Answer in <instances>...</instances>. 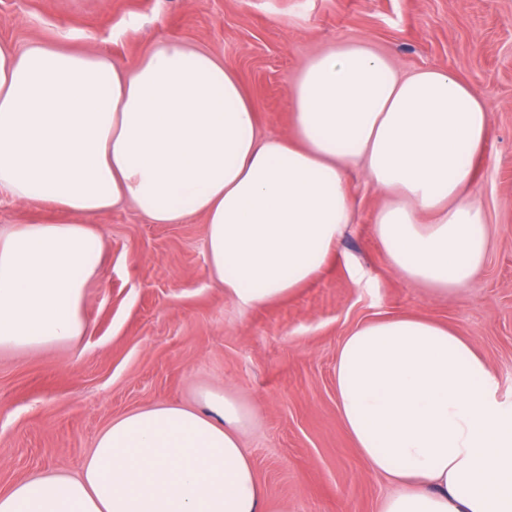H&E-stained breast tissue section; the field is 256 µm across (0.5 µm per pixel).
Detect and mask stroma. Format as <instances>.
Returning a JSON list of instances; mask_svg holds the SVG:
<instances>
[{
	"instance_id": "35a3bbf8",
	"label": "stroma",
	"mask_w": 512,
	"mask_h": 512,
	"mask_svg": "<svg viewBox=\"0 0 512 512\" xmlns=\"http://www.w3.org/2000/svg\"><path fill=\"white\" fill-rule=\"evenodd\" d=\"M162 39L223 58L265 135L287 132L288 85L305 60L339 42L368 41L403 73L452 71L491 113L472 187L490 248L463 289L435 295L408 283L373 236L382 198L357 176L340 259L291 296L245 310L208 276L202 216L153 224L130 206L96 216L103 262L85 290V336L0 350V490L57 469L78 474L113 419L157 404L197 408L220 391L251 409L242 443L282 512H377L388 485L336 408L339 346L354 327L395 316L448 324L512 399V0H0V42L18 49L50 40L132 62ZM67 219L0 195V226Z\"/></svg>"
}]
</instances>
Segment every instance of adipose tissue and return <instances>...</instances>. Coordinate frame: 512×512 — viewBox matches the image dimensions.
Masks as SVG:
<instances>
[{"mask_svg": "<svg viewBox=\"0 0 512 512\" xmlns=\"http://www.w3.org/2000/svg\"><path fill=\"white\" fill-rule=\"evenodd\" d=\"M291 131L265 136L216 54L161 40L131 63L91 49L0 43V192L68 213L0 231V349L83 336L99 271L87 216L129 203L153 224L205 219L210 277L240 307L291 295L338 253L351 172L384 198L373 232L389 268L442 293L490 245L471 194L491 139L482 95L445 69L399 76L364 42L309 58L288 86ZM336 404L368 469L393 486L378 512H512V403L448 326L377 319L345 336ZM247 410L155 405L105 428L79 476L0 490V512H280L240 431Z\"/></svg>", "mask_w": 512, "mask_h": 512, "instance_id": "1", "label": "adipose tissue"}]
</instances>
